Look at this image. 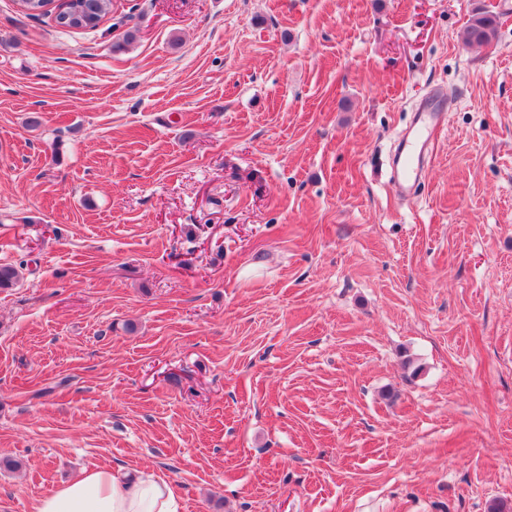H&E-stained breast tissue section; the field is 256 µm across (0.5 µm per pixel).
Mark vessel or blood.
Masks as SVG:
<instances>
[{
	"label": "vessel or blood",
	"mask_w": 512,
	"mask_h": 512,
	"mask_svg": "<svg viewBox=\"0 0 512 512\" xmlns=\"http://www.w3.org/2000/svg\"><path fill=\"white\" fill-rule=\"evenodd\" d=\"M444 121L442 112L422 107L415 127L407 133L395 157V175L400 190L413 187L419 179L424 157L434 145V134Z\"/></svg>",
	"instance_id": "1"
}]
</instances>
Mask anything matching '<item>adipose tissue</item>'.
I'll return each mask as SVG.
<instances>
[{"label": "adipose tissue", "instance_id": "obj_1", "mask_svg": "<svg viewBox=\"0 0 512 512\" xmlns=\"http://www.w3.org/2000/svg\"><path fill=\"white\" fill-rule=\"evenodd\" d=\"M170 483L154 468L135 474L97 468L39 498L35 512H180Z\"/></svg>", "mask_w": 512, "mask_h": 512}]
</instances>
